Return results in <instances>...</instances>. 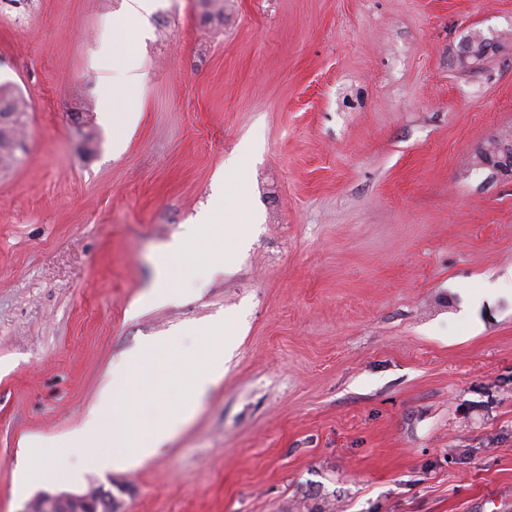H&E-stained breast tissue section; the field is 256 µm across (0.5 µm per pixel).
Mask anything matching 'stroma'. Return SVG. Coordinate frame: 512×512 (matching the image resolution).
<instances>
[{
    "instance_id": "35a3bbf8",
    "label": "stroma",
    "mask_w": 512,
    "mask_h": 512,
    "mask_svg": "<svg viewBox=\"0 0 512 512\" xmlns=\"http://www.w3.org/2000/svg\"><path fill=\"white\" fill-rule=\"evenodd\" d=\"M125 5L0 0L26 104L0 164V512L114 486L118 512H512V180L472 161L512 128V0H154L116 98ZM475 33L497 47L461 68ZM243 182L232 269L202 236L160 280ZM217 317L228 369L160 453L20 487L32 442L78 466L54 442L125 352L163 337L173 363ZM246 205V187L243 182L236 214L224 215V210L203 212L193 224H185L184 231L167 246L166 252L171 255L184 253L189 245L204 232L213 241V246L207 256L208 264L213 267H224L230 261V256L224 252V233L225 235L237 234L243 236L245 230L240 227L241 224L234 223H237L241 216L245 215Z\"/></svg>"
}]
</instances>
